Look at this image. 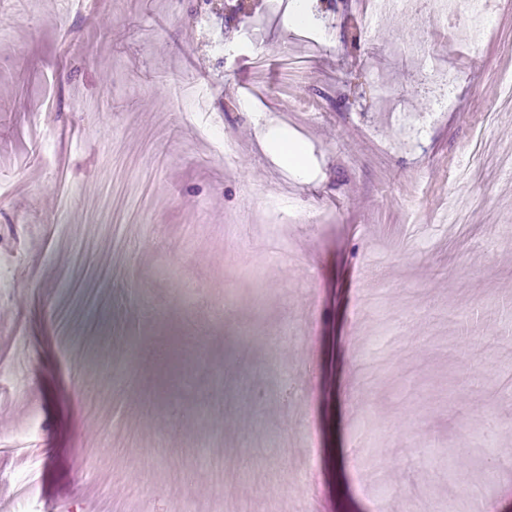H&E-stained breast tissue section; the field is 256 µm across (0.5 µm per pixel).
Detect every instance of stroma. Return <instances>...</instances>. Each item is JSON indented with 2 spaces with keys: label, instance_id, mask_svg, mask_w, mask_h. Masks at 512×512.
<instances>
[{
  "label": "stroma",
  "instance_id": "obj_1",
  "mask_svg": "<svg viewBox=\"0 0 512 512\" xmlns=\"http://www.w3.org/2000/svg\"><path fill=\"white\" fill-rule=\"evenodd\" d=\"M283 2L0 0V364L26 367L0 379L9 512L31 441L37 512H400L390 482L412 512H512V0H481L477 38L417 0H310L301 38ZM421 69L455 74L447 104ZM280 123L300 166L261 147ZM279 199L289 223H266ZM142 336L153 354L125 356Z\"/></svg>",
  "mask_w": 512,
  "mask_h": 512
}]
</instances>
